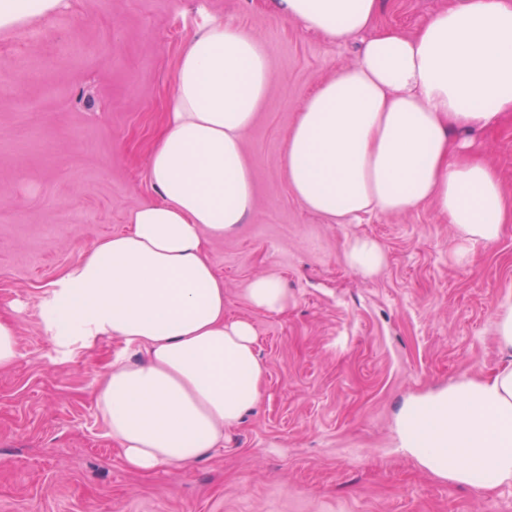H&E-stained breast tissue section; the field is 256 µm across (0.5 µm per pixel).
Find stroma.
Returning <instances> with one entry per match:
<instances>
[{
    "label": "stroma",
    "mask_w": 512,
    "mask_h": 512,
    "mask_svg": "<svg viewBox=\"0 0 512 512\" xmlns=\"http://www.w3.org/2000/svg\"><path fill=\"white\" fill-rule=\"evenodd\" d=\"M447 2L382 0L378 25L411 32ZM209 17L259 37L274 73L244 139L253 210L209 244L224 312L254 324L267 374L223 449L137 475L94 401L123 342L63 352L41 306L83 250L158 199L148 148L178 55ZM358 44L284 22L272 0H68L0 33V315L15 322L19 350L0 371V512H512L511 484L439 479L395 440L406 400L506 362L496 322L512 290V223L459 266L434 205L332 224L288 183L284 146L302 103ZM475 146L512 197V116ZM353 237L381 244L379 274L349 267ZM260 275L287 288L284 312L249 305Z\"/></svg>",
    "instance_id": "35a3bbf8"
}]
</instances>
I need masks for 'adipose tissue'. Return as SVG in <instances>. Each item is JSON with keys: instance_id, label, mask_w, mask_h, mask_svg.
I'll return each mask as SVG.
<instances>
[{"instance_id": "obj_1", "label": "adipose tissue", "mask_w": 512, "mask_h": 512, "mask_svg": "<svg viewBox=\"0 0 512 512\" xmlns=\"http://www.w3.org/2000/svg\"><path fill=\"white\" fill-rule=\"evenodd\" d=\"M65 0H0V33L54 15ZM283 20L342 43L356 59L303 102L284 147L304 207L335 224L434 203L454 227L451 253L468 264L512 222L499 175L473 155L475 132L512 112V0H451L411 33L377 29L379 0H275ZM274 75L257 37L213 20L181 50L147 177L159 200L128 217V232L81 252L51 289L46 327L58 345L88 350L116 338L96 406L125 468L146 475L223 448L224 431L262 398L266 366L253 324L224 314V280L209 239L253 207L244 139ZM347 263L378 274L374 239L346 245ZM250 305L288 307L272 275ZM399 450L432 475L491 490L512 484V360L410 399L396 421Z\"/></svg>"}]
</instances>
